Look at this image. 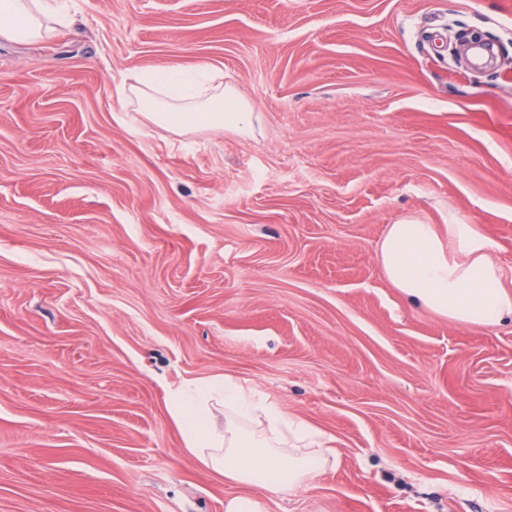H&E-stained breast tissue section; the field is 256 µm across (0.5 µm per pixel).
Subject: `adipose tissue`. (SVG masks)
Masks as SVG:
<instances>
[{
  "label": "adipose tissue",
  "instance_id": "obj_1",
  "mask_svg": "<svg viewBox=\"0 0 512 512\" xmlns=\"http://www.w3.org/2000/svg\"><path fill=\"white\" fill-rule=\"evenodd\" d=\"M70 0H0V36L42 41L71 25ZM146 119L183 135L203 129L254 133L258 117L212 67L142 72L134 90ZM478 225L451 220L445 229L409 220L390 225L379 245L381 268L413 305L462 325L495 327L512 320V277L493 259ZM169 411L198 464L245 486L224 512H266V503L293 495L329 466L332 441L307 419L286 412L232 376L184 381Z\"/></svg>",
  "mask_w": 512,
  "mask_h": 512
}]
</instances>
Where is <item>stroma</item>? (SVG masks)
I'll return each mask as SVG.
<instances>
[{
  "instance_id": "obj_1",
  "label": "stroma",
  "mask_w": 512,
  "mask_h": 512,
  "mask_svg": "<svg viewBox=\"0 0 512 512\" xmlns=\"http://www.w3.org/2000/svg\"><path fill=\"white\" fill-rule=\"evenodd\" d=\"M0 37V512H224L169 414L234 376L332 436L267 512H512V321L412 308L389 225L476 224L512 275V0H73ZM208 64L259 115L122 106Z\"/></svg>"
}]
</instances>
